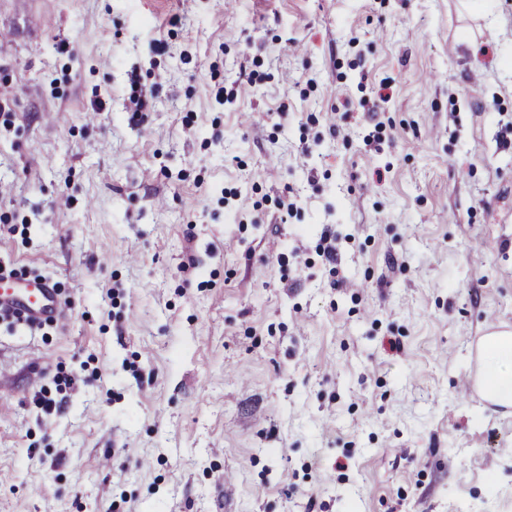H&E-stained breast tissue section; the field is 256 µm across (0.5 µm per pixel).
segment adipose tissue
Listing matches in <instances>:
<instances>
[{
  "mask_svg": "<svg viewBox=\"0 0 512 512\" xmlns=\"http://www.w3.org/2000/svg\"><path fill=\"white\" fill-rule=\"evenodd\" d=\"M481 360L484 395L499 404L512 405V331L502 329L486 336Z\"/></svg>",
  "mask_w": 512,
  "mask_h": 512,
  "instance_id": "ef3b65f1",
  "label": "adipose tissue"
}]
</instances>
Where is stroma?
I'll return each instance as SVG.
<instances>
[{"mask_svg":"<svg viewBox=\"0 0 512 512\" xmlns=\"http://www.w3.org/2000/svg\"><path fill=\"white\" fill-rule=\"evenodd\" d=\"M0 27V512H512V0ZM7 306L27 321L38 323L44 319H64L65 310L55 289L47 281L24 284L13 283L12 288L0 289V307ZM484 396L512 405V331L496 330L485 337L481 348Z\"/></svg>","mask_w":512,"mask_h":512,"instance_id":"stroma-1","label":"stroma"}]
</instances>
